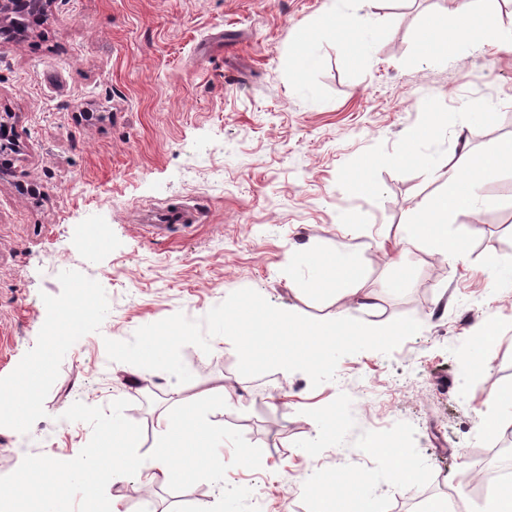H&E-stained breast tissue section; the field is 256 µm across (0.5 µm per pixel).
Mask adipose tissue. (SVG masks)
<instances>
[{
	"label": "adipose tissue",
	"instance_id": "1",
	"mask_svg": "<svg viewBox=\"0 0 512 512\" xmlns=\"http://www.w3.org/2000/svg\"><path fill=\"white\" fill-rule=\"evenodd\" d=\"M428 35L418 44L420 56L431 62H444L460 47H480L500 43L504 32L476 19L470 8H462L458 24L448 36H441L442 21L429 17L425 22ZM445 188L418 209L409 222L408 242L429 244L450 259H460L466 251L462 238H449V213L473 207L479 199L477 181L463 174L444 175ZM320 270L317 288L328 287L338 298L353 295L351 263L344 253L318 257ZM93 302L91 289H82L77 305L61 311L47 326L39 354L21 367L7 386L0 388V415L7 417L17 432H24L30 415L41 404L42 382L56 350L73 335L80 312ZM162 437V451L151 462L131 453L138 447L136 432L120 418L104 425L97 447L79 449V468L42 460L22 466V474L10 487L0 492V512H72L71 500L58 493L62 484H76L83 493L82 512H122L115 500H104V485L133 482L145 487L154 484L182 485L224 473V454L217 449L215 427L194 411L164 413L157 418ZM40 484V496H33L32 484ZM317 512H375L366 480L346 470H339L314 488Z\"/></svg>",
	"mask_w": 512,
	"mask_h": 512
}]
</instances>
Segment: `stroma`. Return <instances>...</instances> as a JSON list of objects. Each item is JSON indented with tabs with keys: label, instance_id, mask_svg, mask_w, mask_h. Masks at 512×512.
I'll list each match as a JSON object with an SVG mask.
<instances>
[{
	"label": "stroma",
	"instance_id": "35a3bbf8",
	"mask_svg": "<svg viewBox=\"0 0 512 512\" xmlns=\"http://www.w3.org/2000/svg\"><path fill=\"white\" fill-rule=\"evenodd\" d=\"M457 0H55L46 24L22 43L0 40V114L11 113L20 149L0 165V383L37 353L48 324L94 289L75 337L55 354L42 405L24 433L0 417V491L24 462L70 459L96 447L101 426L127 420L135 453L151 459L159 413L193 397L224 431V476L156 486L157 508L200 503L223 512H316L321 473L364 476L377 512H420L463 492L479 512L484 483L512 429V413L482 425L490 394L512 387V167L477 171L480 200L449 213L466 251L451 261L430 245L402 249L413 210L442 191L429 165L467 158L512 139V49L463 48L444 63L418 54L425 21H457ZM359 17L358 33L325 32L319 16ZM316 67L293 75L299 34ZM362 38L367 59L351 53ZM438 114L421 163L396 164L408 130ZM378 186L361 193L359 168ZM180 203L197 224L159 233L147 210ZM344 247L356 295L314 290L315 260ZM407 281L395 285L397 262ZM251 288L272 305L318 320L345 310L379 326L410 316L420 331L391 354L340 359L334 380L301 372L245 377L224 337L210 352L185 346L192 381L110 361L104 341H127L175 313L202 319L230 293ZM495 329L492 370L465 375L459 349L477 327ZM225 385L233 408L209 398ZM181 396H173L174 388ZM81 418L67 420L76 406ZM336 414L332 429L311 417ZM411 454L407 487L375 445ZM261 450L251 467L238 457Z\"/></svg>",
	"mask_w": 512,
	"mask_h": 512
}]
</instances>
